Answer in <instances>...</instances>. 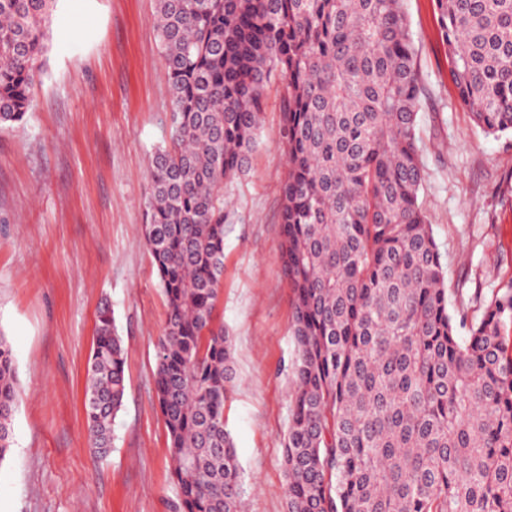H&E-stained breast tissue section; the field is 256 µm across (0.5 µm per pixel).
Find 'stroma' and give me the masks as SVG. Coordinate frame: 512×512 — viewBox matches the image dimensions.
I'll return each instance as SVG.
<instances>
[{"mask_svg": "<svg viewBox=\"0 0 512 512\" xmlns=\"http://www.w3.org/2000/svg\"><path fill=\"white\" fill-rule=\"evenodd\" d=\"M155 7L58 0L33 110L0 129V334L19 390L0 512H171L172 461L153 394L166 302L143 235L150 157L169 138L173 110ZM405 10L427 94L420 199L453 311L512 283V133L475 128L449 76L433 0H406ZM281 88L277 77L268 85L251 170L229 200L215 311L233 344L224 418L243 471L241 512H287L295 344L279 249ZM104 304L126 348V392L101 457L84 400Z\"/></svg>", "mask_w": 512, "mask_h": 512, "instance_id": "35a3bbf8", "label": "stroma"}]
</instances>
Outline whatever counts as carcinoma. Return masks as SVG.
I'll return each mask as SVG.
<instances>
[{
  "label": "carcinoma",
  "mask_w": 512,
  "mask_h": 512,
  "mask_svg": "<svg viewBox=\"0 0 512 512\" xmlns=\"http://www.w3.org/2000/svg\"><path fill=\"white\" fill-rule=\"evenodd\" d=\"M57 0H0V127L24 120ZM458 98L487 136L512 133V0H434ZM173 103L150 160L144 238L167 303L154 371L172 512H240L224 425L232 347L215 308L224 189L248 169L272 77L288 172L279 221L296 388L288 512H512V282L448 309L419 202L423 86L404 0H157ZM468 329L460 339L457 327ZM87 431L112 448L125 349L98 310ZM15 357L0 336V461L13 442Z\"/></svg>",
  "instance_id": "obj_1"
}]
</instances>
